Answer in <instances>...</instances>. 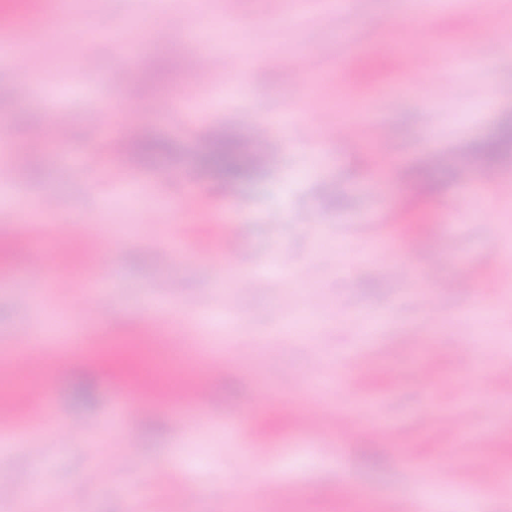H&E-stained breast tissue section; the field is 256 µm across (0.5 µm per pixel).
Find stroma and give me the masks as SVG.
Masks as SVG:
<instances>
[{
  "label": "stroma",
  "mask_w": 512,
  "mask_h": 512,
  "mask_svg": "<svg viewBox=\"0 0 512 512\" xmlns=\"http://www.w3.org/2000/svg\"><path fill=\"white\" fill-rule=\"evenodd\" d=\"M224 2L67 0L88 28L106 16L148 26L120 41L51 26L28 44L40 66L32 100L9 95L27 74L0 63V351L31 328L50 339L75 327L105 345L147 336L158 300L179 335L201 337L224 361L205 381L210 408L146 396L128 432L112 418L120 381L61 349L41 373L46 427L25 411L0 419V484L22 473L47 488L32 512H131L132 452L172 471L148 512H262L246 492L256 453L283 489L275 512H416L417 483L443 491L441 512H512V153L498 158L494 186L475 156L512 124V46L471 43L475 28L512 26V0H438L419 43L403 39L405 0H357L352 16L336 0H235L230 27ZM380 15L392 25L375 27ZM206 20L211 82L198 104L159 110L191 84L179 64L186 31ZM151 28L166 39L150 42ZM131 44L156 59L154 72L130 71ZM397 48L419 70L403 69ZM228 56L248 73L232 93ZM260 56L277 66H256ZM128 76L140 109L117 114ZM292 107L301 122L286 132L269 123L266 159L248 179L229 185L201 167L213 136L249 139L246 113ZM343 123L363 137L326 140ZM93 124L102 135L91 137ZM137 133L161 150L132 169L110 142ZM63 152L80 161L66 178ZM186 191L195 208L169 214L166 202ZM480 196L492 207L475 218ZM409 220L431 229L413 234ZM216 224L229 243L212 238ZM169 237L178 245L164 267ZM35 243L58 283L27 264ZM91 259L105 268L106 310L85 287ZM229 259L261 287H225ZM388 262L398 276L385 275ZM169 278L174 292L158 296ZM462 278L493 288L448 289ZM462 412L461 431H447ZM87 419L98 433L75 431ZM486 467L501 469L498 482L483 480Z\"/></svg>",
  "instance_id": "stroma-1"
}]
</instances>
